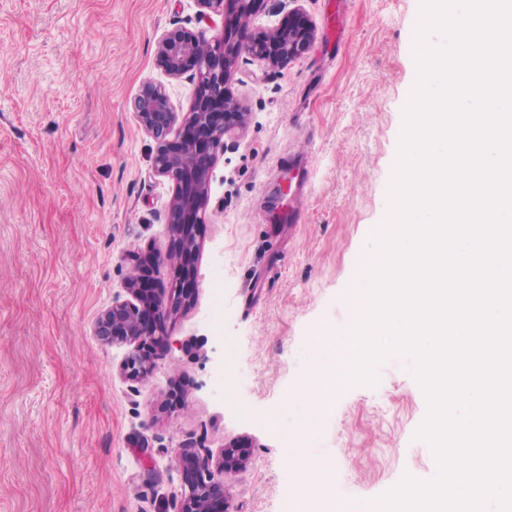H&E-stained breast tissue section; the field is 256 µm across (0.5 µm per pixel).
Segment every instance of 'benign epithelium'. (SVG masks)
<instances>
[{
    "label": "benign epithelium",
    "mask_w": 512,
    "mask_h": 512,
    "mask_svg": "<svg viewBox=\"0 0 512 512\" xmlns=\"http://www.w3.org/2000/svg\"><path fill=\"white\" fill-rule=\"evenodd\" d=\"M201 15L224 18V27L207 37L182 28L164 32L157 43L158 60L168 74L179 78L191 73L195 83L191 107L178 116L164 87L144 85L136 103L140 128L157 141L153 169L157 176L175 184L166 215L171 235L177 242L167 261L190 269L198 245L191 229L202 223L201 210L209 194L211 167L224 153L226 138L242 134L249 123L232 92L240 57L263 61L271 69L286 66L305 53L314 38L313 25L300 8L288 10V25L270 31L249 30V21L261 0H197ZM183 131L171 144L167 135L176 123ZM143 275L127 279L129 300L116 299L103 310L93 325L94 336L106 345L128 348L120 374L142 381L153 368V348L160 341L158 323L181 300L168 305L164 299L143 293ZM250 450L244 443L225 445L222 459L204 454H182L177 465L187 477V492L179 512H229L224 481L212 469L229 474L245 468Z\"/></svg>",
    "instance_id": "benign-epithelium-1"
}]
</instances>
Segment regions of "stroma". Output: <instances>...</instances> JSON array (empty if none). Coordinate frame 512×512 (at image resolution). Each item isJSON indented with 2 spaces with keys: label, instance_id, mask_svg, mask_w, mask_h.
Listing matches in <instances>:
<instances>
[{
  "label": "stroma",
  "instance_id": "35a3bbf8",
  "mask_svg": "<svg viewBox=\"0 0 512 512\" xmlns=\"http://www.w3.org/2000/svg\"><path fill=\"white\" fill-rule=\"evenodd\" d=\"M298 5L315 29L306 53L275 71L239 60L233 90L250 123L212 168L191 271L148 273L157 294L186 301L133 382L117 373L124 348L92 326L126 299L135 258L174 247V186L153 171L156 142L134 103L154 82L188 111L194 85L166 74L157 39L212 24L196 0H0V512H178L176 456L233 441L251 455L225 478L230 512H293L298 477L283 451L306 410L298 388L316 328L343 337L354 325L351 290L389 214L418 79L421 0ZM285 157L311 171L295 224L271 217L288 202ZM377 376L328 382L303 448L328 462L331 493L311 512H350L404 476L437 474L409 360L388 357ZM176 385L188 403L172 409Z\"/></svg>",
  "mask_w": 512,
  "mask_h": 512
}]
</instances>
